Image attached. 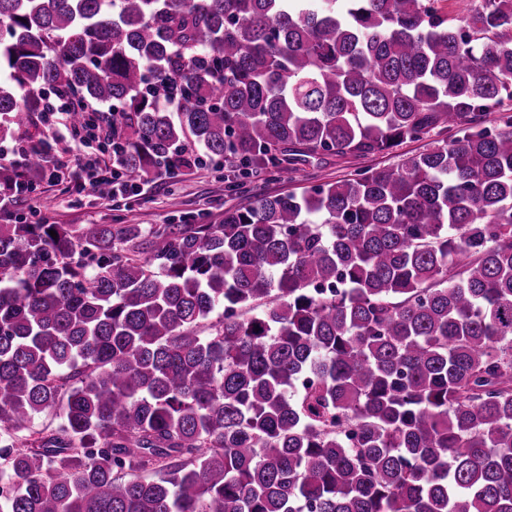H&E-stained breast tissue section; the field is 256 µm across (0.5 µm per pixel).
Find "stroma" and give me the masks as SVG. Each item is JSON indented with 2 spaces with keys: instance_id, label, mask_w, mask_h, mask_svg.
Instances as JSON below:
<instances>
[{
  "instance_id": "obj_1",
  "label": "stroma",
  "mask_w": 512,
  "mask_h": 512,
  "mask_svg": "<svg viewBox=\"0 0 512 512\" xmlns=\"http://www.w3.org/2000/svg\"><path fill=\"white\" fill-rule=\"evenodd\" d=\"M49 142L48 153L52 174L36 180L38 190L9 212L0 215V224H122L128 212H135L138 223L151 224H217L224 212L249 204L261 196L294 191L303 192L313 181H335L350 178L365 167L398 162L405 156L426 148V141L409 142L393 148L390 153L339 158L326 156L310 166L308 174L287 179L271 176L248 184L246 193L229 191L234 179L229 168H191L159 182L140 183L136 196L123 198L110 187L101 191H85L77 160L106 161L97 143L73 141L63 127L54 125L48 114L34 116L27 131L15 139V149L31 148Z\"/></svg>"
}]
</instances>
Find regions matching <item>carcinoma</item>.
Wrapping results in <instances>:
<instances>
[{
    "label": "carcinoma",
    "instance_id": "1",
    "mask_svg": "<svg viewBox=\"0 0 512 512\" xmlns=\"http://www.w3.org/2000/svg\"><path fill=\"white\" fill-rule=\"evenodd\" d=\"M2 29L0 139L94 101L133 180L438 139L220 224H0V512H512V0H0Z\"/></svg>",
    "mask_w": 512,
    "mask_h": 512
}]
</instances>
